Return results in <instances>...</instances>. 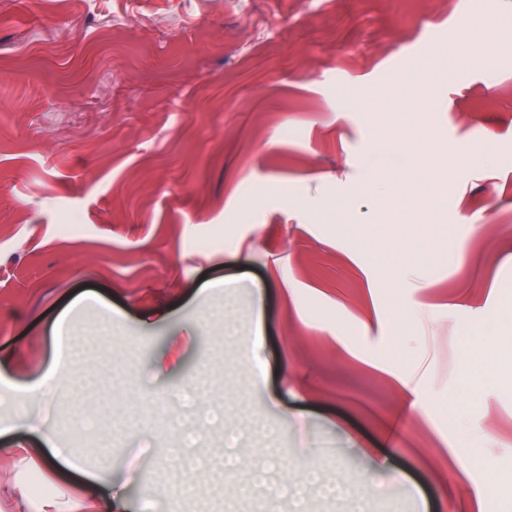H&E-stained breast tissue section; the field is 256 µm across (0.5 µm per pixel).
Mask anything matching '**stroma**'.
Segmentation results:
<instances>
[{
    "mask_svg": "<svg viewBox=\"0 0 512 512\" xmlns=\"http://www.w3.org/2000/svg\"><path fill=\"white\" fill-rule=\"evenodd\" d=\"M410 224L391 223L400 199ZM403 243L418 283L479 295L434 309L403 346L392 324L413 286L386 272ZM262 288L261 346L240 336ZM292 288L297 309L282 304ZM373 297L379 321L360 318ZM67 318L68 330L56 324ZM512 326V0H0V379L47 372L59 396L0 401V512L36 474L27 512H84L86 477L40 459L43 430L130 512H295L224 467L226 425L254 420L237 453L316 451L344 498L304 512H418L405 487L368 495L383 449L456 512L419 449L461 437L448 339ZM342 333L405 364L430 418L325 349ZM309 337L301 347L299 337ZM259 356L255 393L240 361ZM503 389L471 408L459 448L470 483L512 473V347ZM133 480H125L124 472Z\"/></svg>",
    "mask_w": 512,
    "mask_h": 512,
    "instance_id": "stroma-1",
    "label": "stroma"
}]
</instances>
